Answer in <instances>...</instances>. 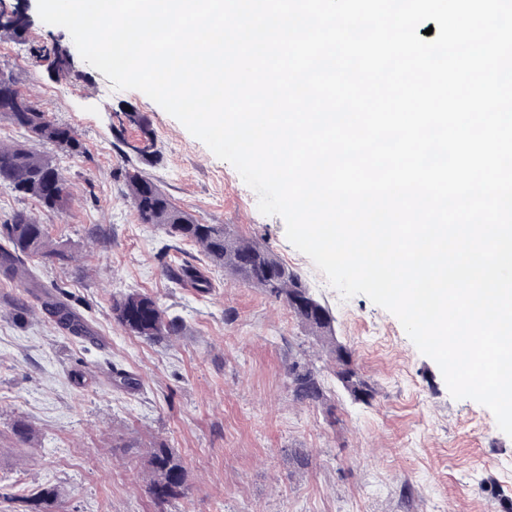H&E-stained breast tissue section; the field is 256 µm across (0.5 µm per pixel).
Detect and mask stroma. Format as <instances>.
<instances>
[{
	"label": "stroma",
	"instance_id": "35a3bbf8",
	"mask_svg": "<svg viewBox=\"0 0 512 512\" xmlns=\"http://www.w3.org/2000/svg\"><path fill=\"white\" fill-rule=\"evenodd\" d=\"M71 42L66 29L39 20L25 41L0 40V71L84 146L80 154L40 146L66 180L62 211L0 187V224L26 211L79 259L33 263L29 288L0 276V512L48 486L59 512H155L143 456L157 443L186 470L189 494L172 512H505L512 437L493 413L454 399L394 315L366 296L343 298L288 242L283 219L259 212L236 169L143 92L114 89L82 60L59 81L30 58L35 45ZM129 110L152 134L151 163L130 148L141 132L127 123ZM135 168L199 223L227 225L295 271L330 310L374 400L353 401L322 358L325 405L294 401L286 368L311 346L294 314L211 266L192 243L139 223L125 180ZM180 265L196 267L210 290L173 282L168 270ZM132 289L181 318L176 342L147 341L113 320V295ZM50 295L90 336L54 324L41 305ZM119 371L134 388L115 387ZM18 421L31 441L14 436ZM294 449L310 455L309 469H294Z\"/></svg>",
	"mask_w": 512,
	"mask_h": 512
}]
</instances>
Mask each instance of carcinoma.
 Returning a JSON list of instances; mask_svg holds the SVG:
<instances>
[{
  "instance_id": "carcinoma-1",
  "label": "carcinoma",
  "mask_w": 512,
  "mask_h": 512,
  "mask_svg": "<svg viewBox=\"0 0 512 512\" xmlns=\"http://www.w3.org/2000/svg\"><path fill=\"white\" fill-rule=\"evenodd\" d=\"M0 115L29 136L53 143L72 154L83 152L81 141L40 111L17 86L16 80L0 83ZM22 198L35 200L41 208L60 211L67 200L63 178L41 153L24 143H0V183ZM126 182L137 218L142 224L163 228L170 236L187 241L199 248L213 266L242 279L247 285L283 300L315 341L329 348L336 362V376L358 385L365 394L362 403L375 396L374 386L364 380L355 362L353 352L335 342L331 322H325L296 303V288L300 276L282 263L270 250L233 234L222 224H200L179 209L157 184L138 172H127ZM67 265L74 257L49 242L44 225L25 211H18L9 223L0 225V271L19 281L31 277L27 261ZM112 318L127 332L149 341L171 339L182 334L178 318L169 315L153 295L146 292H128L112 297ZM288 390L293 400L309 406L325 401V390L317 368L298 354L288 362ZM147 492L156 512H168V507L186 497L188 486L182 459L172 449L160 443L148 452L146 460ZM21 503L19 512H55L58 492L45 487L31 495L16 498Z\"/></svg>"
}]
</instances>
